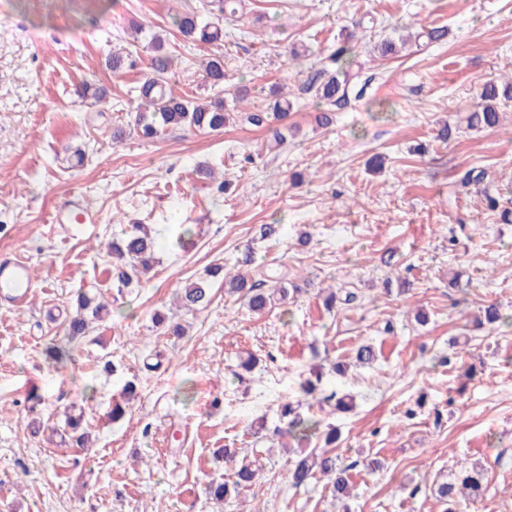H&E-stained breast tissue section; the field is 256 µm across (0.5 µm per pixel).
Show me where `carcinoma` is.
I'll use <instances>...</instances> for the list:
<instances>
[{
  "label": "carcinoma",
  "instance_id": "1",
  "mask_svg": "<svg viewBox=\"0 0 512 512\" xmlns=\"http://www.w3.org/2000/svg\"><path fill=\"white\" fill-rule=\"evenodd\" d=\"M237 0H200V6L188 10L173 19V25L187 40L199 44H213L224 38V19L236 15ZM447 36V29L432 27L413 36L401 34L397 27L377 45V52L382 57L394 55L408 40L421 37L431 42L442 41ZM355 35H345L344 41L336 44L329 54V61L334 68L323 67L311 73L306 80L305 91L310 93L317 105L342 106L349 97V64L353 46L349 41ZM153 55L149 60L148 73L144 81L136 87L138 104L134 110L133 122L137 132L149 139L159 136L166 127L189 126L199 131H216L224 128L227 116L224 99L232 97L234 104L244 101L240 91L232 93L224 87V58L214 55L202 62L208 89L211 95L202 98L187 93L177 92L169 83V74L174 67V57L163 51L161 41L152 39ZM512 100V79L505 82L489 80L480 85L475 95L474 110L467 116V124L472 128H495L499 125V108L501 100ZM294 107L287 96L276 98L260 109L243 108L237 111L240 122L249 127L267 129L272 133L273 146L283 142V134L276 123L282 121ZM155 240L142 224L131 225V231L112 242V257L119 262L121 278L125 285H130L141 270L147 268L153 259ZM274 288H264V281H252L245 275H238L230 281V290L241 294L251 311H263L275 297L284 300L287 289L282 279L273 278ZM210 284L205 280L189 283L179 289L178 307L188 314L195 315L204 310L210 302ZM106 310L104 302L95 293L81 292L76 300V313L67 316L62 324L68 341L75 342L87 336L90 320H99ZM136 397L133 383L125 384L123 403L112 407V419L116 420L126 414L132 400ZM84 408L79 413L65 414L66 430L75 447L84 446L85 435L78 432L82 423ZM280 415L288 419L285 433L294 435L300 441L311 442L318 435L319 422L311 418H302L295 412L289 402L281 406ZM330 477L329 490L334 500L340 501L349 493L347 468L340 467L336 458L325 451L314 448L302 449L291 460L288 469V482L294 487L306 484L316 474ZM254 477L251 464L241 460L234 470L231 481H213L208 485V493L217 500H226L231 494H239L248 487ZM483 474L475 469L463 470L453 480L436 483V497L447 505L444 512H456L452 505L457 495L480 497Z\"/></svg>",
  "mask_w": 512,
  "mask_h": 512
}]
</instances>
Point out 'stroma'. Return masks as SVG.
Segmentation results:
<instances>
[{"label": "stroma", "mask_w": 512, "mask_h": 512, "mask_svg": "<svg viewBox=\"0 0 512 512\" xmlns=\"http://www.w3.org/2000/svg\"><path fill=\"white\" fill-rule=\"evenodd\" d=\"M196 3L0 0V259L27 261L32 278L25 308L0 299V512H443L435 482L471 465L486 491L457 512H512V222L501 217L512 211V102L499 127L471 131L465 120L480 84L512 75V0H243L210 45L183 41L172 24ZM364 15L377 25L357 32L350 71L366 91L319 126L302 86ZM393 25L448 36L380 57ZM154 33L176 55V90L203 94L201 62L216 54L247 107L292 91L285 143L268 149L266 131L233 118L217 132L139 137L132 89ZM117 50L136 67L113 72ZM83 82L105 90L102 108L75 95ZM446 122L458 132L443 142ZM469 169L483 180L457 187ZM131 224L157 247L128 287L107 245ZM181 224L194 231L183 248ZM264 224L278 236L261 237ZM280 262L296 290L265 314L222 281L201 313L175 306L177 288L213 265L251 276ZM89 288L111 312L53 364L45 347ZM340 288L358 302L327 309ZM490 304L503 322L476 328ZM158 311L184 335L154 327ZM362 344L375 349L372 365L355 363ZM337 362L344 373L331 371ZM313 371L354 409L301 399ZM129 380L137 398L112 420ZM88 385L85 450L57 430ZM286 398L340 432L332 453L353 486L345 504L324 477L289 484L277 412ZM222 448L263 469L218 503L206 488L232 473Z\"/></svg>", "instance_id": "1"}]
</instances>
